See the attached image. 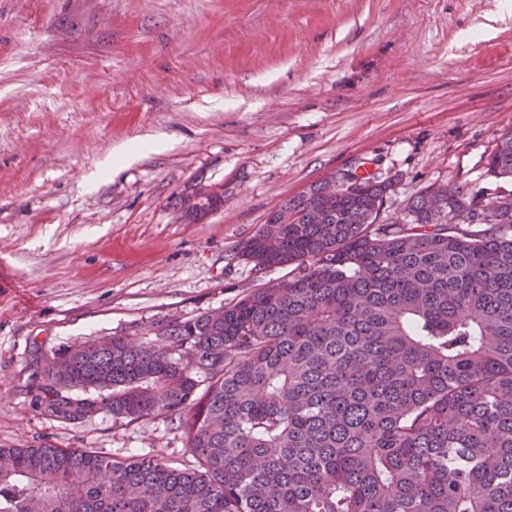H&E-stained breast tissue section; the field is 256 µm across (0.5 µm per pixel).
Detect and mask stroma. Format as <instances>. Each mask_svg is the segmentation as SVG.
I'll use <instances>...</instances> for the list:
<instances>
[{
    "label": "stroma",
    "instance_id": "35a3bbf8",
    "mask_svg": "<svg viewBox=\"0 0 512 512\" xmlns=\"http://www.w3.org/2000/svg\"><path fill=\"white\" fill-rule=\"evenodd\" d=\"M510 132L506 0H0V448L194 467L177 417L42 414L34 353L291 278L239 248L329 175L395 179L383 224L429 188L511 191L485 173Z\"/></svg>",
    "mask_w": 512,
    "mask_h": 512
}]
</instances>
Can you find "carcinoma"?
Listing matches in <instances>:
<instances>
[{
    "mask_svg": "<svg viewBox=\"0 0 512 512\" xmlns=\"http://www.w3.org/2000/svg\"><path fill=\"white\" fill-rule=\"evenodd\" d=\"M486 173L512 181L511 133ZM322 190L242 245L290 279L162 324L163 344L112 337L31 361L43 414L177 415L196 468L0 448V512H512V191L438 187L443 211L420 193L407 223L378 224L392 180L366 177L332 207ZM477 209L484 230L448 222Z\"/></svg>",
    "mask_w": 512,
    "mask_h": 512,
    "instance_id": "carcinoma-1",
    "label": "carcinoma"
}]
</instances>
